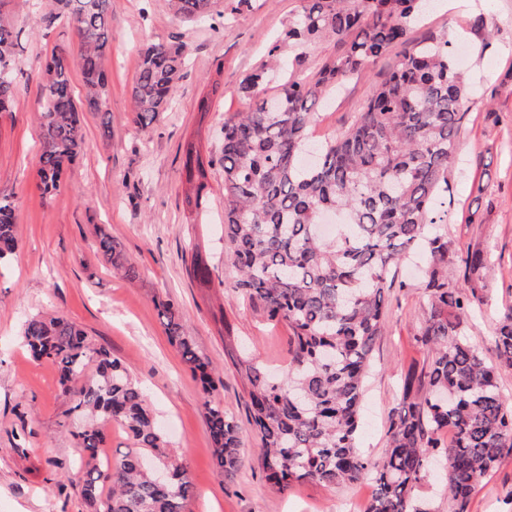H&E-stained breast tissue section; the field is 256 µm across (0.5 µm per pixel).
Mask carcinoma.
I'll return each mask as SVG.
<instances>
[{
  "instance_id": "obj_1",
  "label": "carcinoma",
  "mask_w": 512,
  "mask_h": 512,
  "mask_svg": "<svg viewBox=\"0 0 512 512\" xmlns=\"http://www.w3.org/2000/svg\"><path fill=\"white\" fill-rule=\"evenodd\" d=\"M174 14L191 20L210 14L217 0H170ZM429 0H303L268 50L284 79L272 94L259 89L264 70L246 76V111L224 118V245L237 271L230 287L284 322L289 370L275 380L241 355L235 365L246 380L248 422L260 437L257 461L281 488L314 481L324 486L368 478L375 494L365 512H426L414 489L430 461H448L443 482L448 512H467L477 486L512 452V401L502 392L497 367L470 342L468 322L489 272L484 251L448 237V169L466 116L467 81L455 65L448 35L409 43ZM111 0H46L35 23L65 21L80 42L77 65L84 95L75 100L70 63L51 58L45 70L38 118L42 130L37 188L52 196L66 165L84 146L82 109L105 111L104 64L110 40ZM347 41L345 54L303 71L295 48L320 38ZM18 33L0 22V114L14 97ZM402 46L389 76L375 85L352 125L311 148L314 109L336 85L368 61ZM187 62L184 43L152 44L140 53L132 97L136 122L147 128L168 108ZM186 183L195 209L208 202L200 150L184 147ZM14 204L0 196V266L17 250ZM423 250L429 257L424 290L429 312L419 341L431 354L428 370L408 374L401 408L392 415L380 462L357 444L372 351L386 321L393 268ZM106 262L128 278L134 268L106 233L98 237ZM189 273L211 284L208 259L195 249ZM170 343L214 387L208 365L185 330L181 309L161 302ZM22 339L37 358L60 367V389L88 418L74 432L81 460L82 496L90 512H182L191 483L184 468L161 485L145 464L165 466L166 442L155 424L144 387L85 332L60 317H31ZM499 364L512 367V308L497 319ZM95 373L85 374L88 362ZM218 473L233 478L243 465L239 424L224 407L204 403ZM114 423L135 447L113 461L101 454L102 424ZM448 431L445 443L441 433Z\"/></svg>"
}]
</instances>
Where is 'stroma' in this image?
<instances>
[{"label":"stroma","instance_id":"stroma-1","mask_svg":"<svg viewBox=\"0 0 512 512\" xmlns=\"http://www.w3.org/2000/svg\"><path fill=\"white\" fill-rule=\"evenodd\" d=\"M301 0H222L218 15L195 22L175 16L169 0H112L107 51V111L84 112V149L67 167L50 198L37 188L43 73L52 55L72 60L71 85L83 91L74 31L63 24L35 26L36 0H0V17L18 34L14 97L0 115V196L15 205L19 247L0 270V512H88L81 494L79 451L71 403L60 394L59 370L24 346V322L57 314L83 327L95 346L110 351L146 389L167 451L183 463L192 493L183 512H364L374 493L369 481L324 486L299 481L269 484L254 458L259 439L247 421L244 385L224 354V333L238 336L247 354L276 376L288 371L286 324L268 320L228 284L236 271L224 256V172L221 128L243 111L240 88L265 60L273 40ZM484 20L477 28L476 20ZM444 32L472 94L448 172V234L480 247L492 270L485 300L469 321L479 352L495 361L493 330L512 307V0H476L466 12L433 0L410 34L418 41ZM182 42L188 61L167 112L148 128L135 122L131 89L141 48ZM397 62L388 52L367 64L319 107L313 140L342 134L374 85ZM209 98V112L198 103ZM202 144L213 161L209 204H187L183 144ZM117 242L137 276L114 270L97 250L99 233ZM207 256L210 287L186 271L191 248ZM177 302L198 354L218 376L203 391L170 345L158 314L160 301ZM385 329L374 344L358 446L374 460L386 449L401 380L427 369L419 342L427 303L423 265H399L387 296ZM214 402L237 420L245 465L233 481L214 465L204 404ZM468 512H512V452L474 492Z\"/></svg>","mask_w":512,"mask_h":512}]
</instances>
